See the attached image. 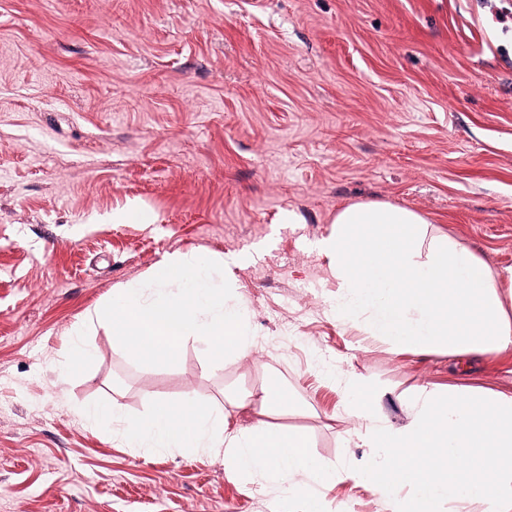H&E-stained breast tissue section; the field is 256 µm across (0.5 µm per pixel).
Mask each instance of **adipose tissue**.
<instances>
[{"label": "adipose tissue", "instance_id": "1", "mask_svg": "<svg viewBox=\"0 0 512 512\" xmlns=\"http://www.w3.org/2000/svg\"><path fill=\"white\" fill-rule=\"evenodd\" d=\"M319 247L338 282L343 321L372 314L371 333L393 348L444 346L482 353L512 346L500 274L454 239L427 233L421 214L384 201L340 210Z\"/></svg>", "mask_w": 512, "mask_h": 512}]
</instances>
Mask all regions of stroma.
Segmentation results:
<instances>
[{
  "label": "stroma",
  "mask_w": 512,
  "mask_h": 512,
  "mask_svg": "<svg viewBox=\"0 0 512 512\" xmlns=\"http://www.w3.org/2000/svg\"><path fill=\"white\" fill-rule=\"evenodd\" d=\"M512 0H0V512H396L344 381L401 427L423 390L512 395V348L395 350L340 322L317 244L381 200L512 268ZM145 207L148 224L115 220ZM293 212L296 223L283 221ZM176 253L224 260L248 357L188 338L143 368L102 326L59 379L74 326ZM279 383L288 411L263 403ZM229 429L306 435L336 484L240 475L223 453L122 446L82 416L184 395Z\"/></svg>",
  "instance_id": "35a3bbf8"
}]
</instances>
